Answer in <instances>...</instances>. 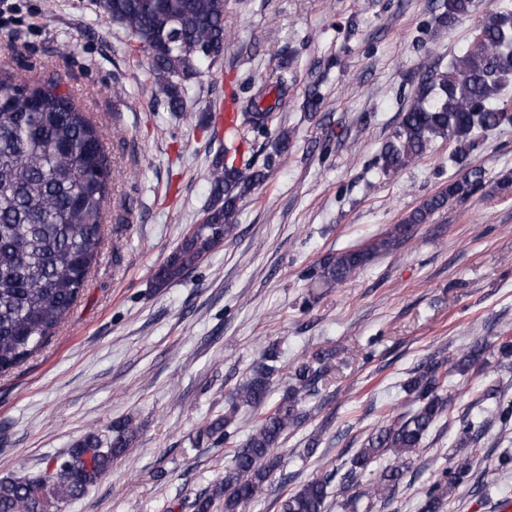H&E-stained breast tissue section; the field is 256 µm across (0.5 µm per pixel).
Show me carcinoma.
I'll list each match as a JSON object with an SVG mask.
<instances>
[{
    "label": "carcinoma",
    "mask_w": 512,
    "mask_h": 512,
    "mask_svg": "<svg viewBox=\"0 0 512 512\" xmlns=\"http://www.w3.org/2000/svg\"><path fill=\"white\" fill-rule=\"evenodd\" d=\"M101 12L117 22L128 41L147 55V67L163 95L167 111L186 110L185 82L224 55V0H97ZM471 0H444L438 22L452 27L470 11ZM288 60L281 58L266 93L285 94ZM512 10H497L477 24L467 48L445 70H431L399 114V122L378 158L381 173L391 176L416 163L442 140L451 159L465 162L479 136L512 124ZM226 143L210 171V203L201 222L191 225L180 245L155 272V287L165 288L199 264L238 226L239 203L265 181L253 162L236 163L248 131H265L274 120L256 101L237 107ZM290 131L281 129L271 142L278 157H288ZM111 168L101 127L68 96L51 87L0 77V373L8 372L39 351L69 315L104 242L103 211ZM477 166L448 181L383 236L354 249L327 256L313 271L317 284L334 288L411 237L417 226L451 201L463 202L484 184ZM277 355L255 366L235 393V404L262 413L247 440L232 455L224 479L202 494L196 512H245L262 497L280 468L278 449L299 418V403L311 394L321 372L301 362L293 383L269 406ZM443 362L429 357L414 371L404 390L416 404L409 414L388 421L372 433L351 460L344 481L355 483L381 457L389 463L362 495L387 502L409 469L426 435L448 411L454 394L444 389ZM486 345L476 342L454 364L465 373L488 368ZM228 417L213 420L206 432L229 439ZM135 437L131 420L112 426L103 438L89 433L64 455L51 459L40 478L0 479V512H60L112 469ZM474 425L462 421L458 444L476 447ZM471 471V459L450 464L424 495L422 512H441L445 498ZM333 475L313 478L288 493L281 512H325Z\"/></svg>",
    "instance_id": "carcinoma-1"
}]
</instances>
